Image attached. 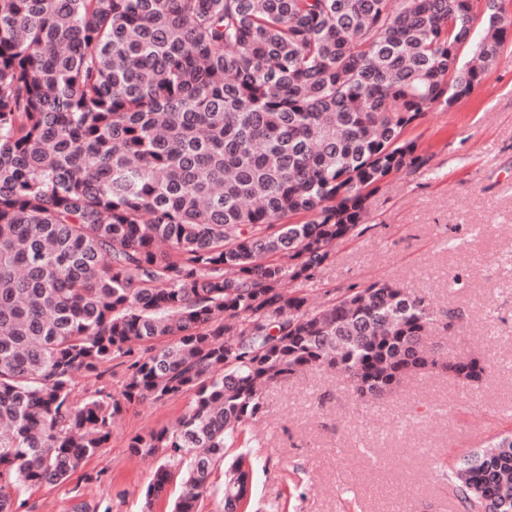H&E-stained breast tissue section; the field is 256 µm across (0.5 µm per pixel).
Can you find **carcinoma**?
I'll use <instances>...</instances> for the list:
<instances>
[{"label": "carcinoma", "instance_id": "1", "mask_svg": "<svg viewBox=\"0 0 512 512\" xmlns=\"http://www.w3.org/2000/svg\"><path fill=\"white\" fill-rule=\"evenodd\" d=\"M504 2L0 0V512L65 486L147 400L195 395L129 443L160 455L145 503L177 479L172 512H250L264 388L319 367L370 400L436 369L482 382L430 345L459 313L386 280L311 309L304 287L426 163L406 128L497 64ZM119 359L120 396L73 403ZM441 472L464 509L512 512L511 433Z\"/></svg>", "mask_w": 512, "mask_h": 512}]
</instances>
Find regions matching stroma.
Masks as SVG:
<instances>
[{
	"label": "stroma",
	"instance_id": "obj_1",
	"mask_svg": "<svg viewBox=\"0 0 512 512\" xmlns=\"http://www.w3.org/2000/svg\"><path fill=\"white\" fill-rule=\"evenodd\" d=\"M404 137L427 164L390 177L368 200L366 223L317 272L313 301L396 282L460 312L435 340L449 355L479 357L487 376L472 388L421 374L368 405L333 370L271 385L252 424L262 443L253 512H463L441 466L512 432V53L469 97L427 112ZM193 398L127 407L65 488L31 491L35 512H68L77 494L110 512H141L156 461L133 455L130 440L171 425Z\"/></svg>",
	"mask_w": 512,
	"mask_h": 512
}]
</instances>
